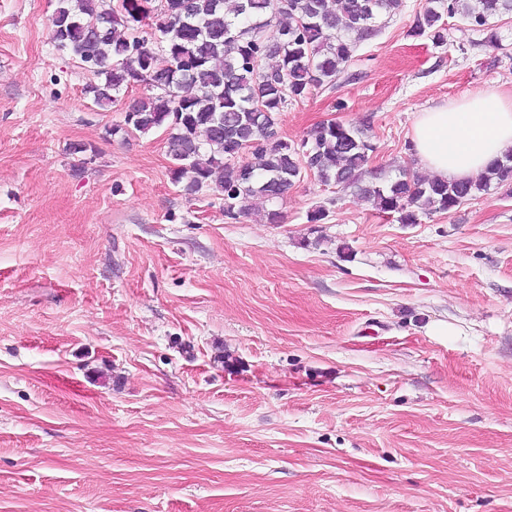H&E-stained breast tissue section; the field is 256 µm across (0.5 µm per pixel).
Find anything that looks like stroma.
Here are the masks:
<instances>
[{
  "mask_svg": "<svg viewBox=\"0 0 512 512\" xmlns=\"http://www.w3.org/2000/svg\"><path fill=\"white\" fill-rule=\"evenodd\" d=\"M423 5L282 139L338 121L419 176L420 112L512 90L511 14L438 45ZM55 6L0 0V512H512V192L402 224L308 174L282 223L228 220L120 132L143 85L94 103Z\"/></svg>",
  "mask_w": 512,
  "mask_h": 512,
  "instance_id": "obj_1",
  "label": "stroma"
}]
</instances>
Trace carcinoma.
Masks as SVG:
<instances>
[{
  "mask_svg": "<svg viewBox=\"0 0 512 512\" xmlns=\"http://www.w3.org/2000/svg\"><path fill=\"white\" fill-rule=\"evenodd\" d=\"M402 0H57L50 18L56 50L78 58L98 78L90 85L106 106L134 83L149 94L126 110V131L167 132L171 180L194 194H224V217L262 210L268 224L282 215L267 205L310 172L328 185L349 188L368 172L374 146L342 123L313 128L297 148L280 135L288 101L333 82L355 46L378 35V20ZM512 13V0H426L410 30L446 41L443 15L471 29ZM277 58L271 68L264 66ZM261 159L257 166L240 155ZM512 185V150L478 180H393L372 174L360 188L383 213L402 224L451 211L491 185Z\"/></svg>",
  "mask_w": 512,
  "mask_h": 512,
  "instance_id": "obj_1",
  "label": "carcinoma"
}]
</instances>
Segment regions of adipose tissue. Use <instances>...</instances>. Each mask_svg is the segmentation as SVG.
Segmentation results:
<instances>
[{
	"mask_svg": "<svg viewBox=\"0 0 512 512\" xmlns=\"http://www.w3.org/2000/svg\"><path fill=\"white\" fill-rule=\"evenodd\" d=\"M413 151L432 176L476 177L512 149V92L496 85L421 112L411 138Z\"/></svg>",
	"mask_w": 512,
	"mask_h": 512,
	"instance_id": "ef3b65f1",
	"label": "adipose tissue"
}]
</instances>
